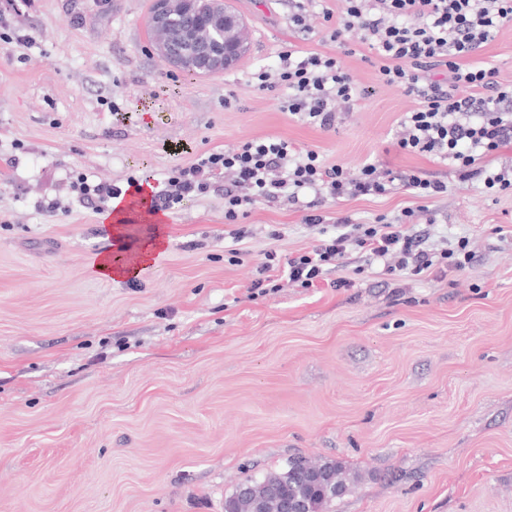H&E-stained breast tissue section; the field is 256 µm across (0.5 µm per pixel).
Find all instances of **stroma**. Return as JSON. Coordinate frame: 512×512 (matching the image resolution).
<instances>
[{"mask_svg": "<svg viewBox=\"0 0 512 512\" xmlns=\"http://www.w3.org/2000/svg\"><path fill=\"white\" fill-rule=\"evenodd\" d=\"M150 3L0 0V512H224L296 456L358 474L334 512H512V192L395 145L415 103L379 82L357 34L344 63L366 94L335 129L255 91L287 48L332 49L336 0H313L306 33L289 0H231L250 49L206 78L154 53ZM266 137L352 173L447 182L424 213L403 190L322 210L416 209L436 248L469 238L470 263L395 281L352 252L314 287L258 294L265 253L310 250L322 229L284 200L226 224L219 186L168 210L138 277L95 275L111 238L77 182L157 191L175 167Z\"/></svg>", "mask_w": 512, "mask_h": 512, "instance_id": "obj_1", "label": "stroma"}]
</instances>
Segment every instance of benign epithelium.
Here are the masks:
<instances>
[{
    "label": "benign epithelium",
    "instance_id": "1",
    "mask_svg": "<svg viewBox=\"0 0 512 512\" xmlns=\"http://www.w3.org/2000/svg\"><path fill=\"white\" fill-rule=\"evenodd\" d=\"M198 0H152L149 25L156 49L167 64L207 77L235 67L245 49L244 19L226 0H208L204 13Z\"/></svg>",
    "mask_w": 512,
    "mask_h": 512
}]
</instances>
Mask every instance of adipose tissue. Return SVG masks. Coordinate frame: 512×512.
<instances>
[{"mask_svg":"<svg viewBox=\"0 0 512 512\" xmlns=\"http://www.w3.org/2000/svg\"><path fill=\"white\" fill-rule=\"evenodd\" d=\"M103 221L111 234L113 245L94 262V271L99 278L112 280L138 275L140 269L150 263L155 251L165 245L167 232L157 224L150 225L144 235L133 236L129 229L131 219L121 202H113L111 209L104 214ZM133 238L139 241V264L127 268L122 264L123 254L128 249V241Z\"/></svg>","mask_w":512,"mask_h":512,"instance_id":"obj_1","label":"adipose tissue"}]
</instances>
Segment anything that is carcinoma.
<instances>
[{
    "label": "carcinoma",
    "mask_w": 512,
    "mask_h": 512,
    "mask_svg": "<svg viewBox=\"0 0 512 512\" xmlns=\"http://www.w3.org/2000/svg\"><path fill=\"white\" fill-rule=\"evenodd\" d=\"M356 481V476L335 461L319 464L292 458L285 471L243 483L250 489V494L245 496L235 490L224 500V512H282L279 500L268 495V488L273 485L280 487L290 498L306 499L311 512H329L331 504L347 493Z\"/></svg>",
    "instance_id": "1"
}]
</instances>
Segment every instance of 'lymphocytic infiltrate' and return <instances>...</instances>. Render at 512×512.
Wrapping results in <instances>:
<instances>
[{"label": "lymphocytic infiltrate", "instance_id": "lymphocytic-infiltrate-1", "mask_svg": "<svg viewBox=\"0 0 512 512\" xmlns=\"http://www.w3.org/2000/svg\"><path fill=\"white\" fill-rule=\"evenodd\" d=\"M511 23L512 0H338L336 26L329 34L336 50L300 57L284 51L276 73H256L255 88L276 92L281 111L323 130L333 128L363 95L343 61L344 35L358 31L361 43L375 53L379 82L416 103L398 124L397 146L449 162L461 181L477 179L488 189L511 190L512 164L495 167L485 159L512 146V82H501L492 63L472 60L499 28ZM219 180L224 183V218L234 225L243 209L281 198L295 202L307 191L315 195L304 217L310 225L325 223L317 211L324 197L339 203L378 198L399 186L429 201L448 192L447 182L415 170L394 174L368 163L351 175L342 166L326 164L314 150L268 137L174 168L152 204L171 209L185 198L208 193ZM352 251L366 254L385 273L410 276L437 266L456 271L470 260L467 238L439 250L406 222L356 224L343 216L333 234L309 251L284 262L266 253L252 287L263 289L279 270L289 282L311 287Z\"/></svg>", "mask_w": 512, "mask_h": 512}]
</instances>
